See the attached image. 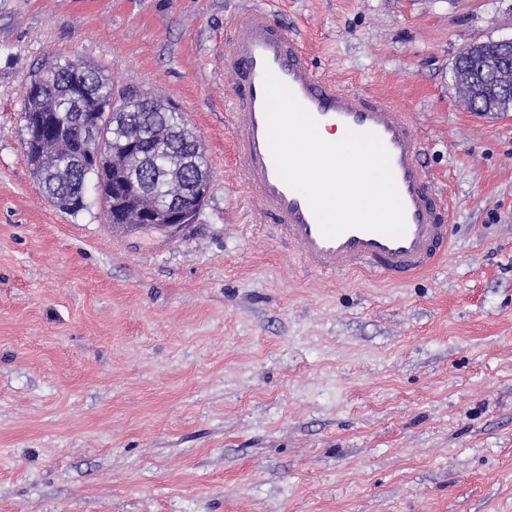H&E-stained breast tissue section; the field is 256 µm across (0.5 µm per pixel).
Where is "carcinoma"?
I'll list each match as a JSON object with an SVG mask.
<instances>
[{
    "mask_svg": "<svg viewBox=\"0 0 512 512\" xmlns=\"http://www.w3.org/2000/svg\"><path fill=\"white\" fill-rule=\"evenodd\" d=\"M454 74L464 104L473 112H507L512 109V69H477L475 54L463 51ZM24 111L64 116L55 135L42 141L50 160L42 165L29 157L43 196L59 210L72 215L87 208L88 176L96 186L112 181L93 167L81 168L84 158L75 117L98 113L100 130L115 150L113 160L120 178L139 184L141 194L130 198L120 187L112 195L107 224L137 225L143 209L156 210L174 199H186L182 222L195 224L210 189V172L202 143L187 132L182 113L168 100L140 95L112 84L102 69L79 58L62 60L46 56L28 75L21 89Z\"/></svg>",
    "mask_w": 512,
    "mask_h": 512,
    "instance_id": "obj_1",
    "label": "carcinoma"
}]
</instances>
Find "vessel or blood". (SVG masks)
<instances>
[{
	"mask_svg": "<svg viewBox=\"0 0 512 512\" xmlns=\"http://www.w3.org/2000/svg\"><path fill=\"white\" fill-rule=\"evenodd\" d=\"M224 68L234 76L235 108L225 113L224 122L233 131L236 163L247 188L262 202L266 222L306 265L326 274L362 272L402 284L446 255L449 213L420 160L408 112L319 74L300 40L263 9L233 18ZM268 72L293 92L319 128L380 138L404 206L406 230L401 237L358 229L333 239L322 236L306 199L280 179L269 149L264 91Z\"/></svg>",
	"mask_w": 512,
	"mask_h": 512,
	"instance_id": "vessel-or-blood-1",
	"label": "vessel or blood"
}]
</instances>
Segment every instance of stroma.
<instances>
[{
	"instance_id": "obj_1",
	"label": "stroma",
	"mask_w": 512,
	"mask_h": 512,
	"mask_svg": "<svg viewBox=\"0 0 512 512\" xmlns=\"http://www.w3.org/2000/svg\"><path fill=\"white\" fill-rule=\"evenodd\" d=\"M412 112L450 247L400 285L306 270L226 155L229 19ZM512 0H0V512H512V112L457 56ZM48 53L174 101L209 198L169 242L50 205L21 88ZM475 48L459 54L454 74L461 98L472 112H508L512 109V92L503 87L512 85V69L495 68L480 72L473 54Z\"/></svg>"
}]
</instances>
